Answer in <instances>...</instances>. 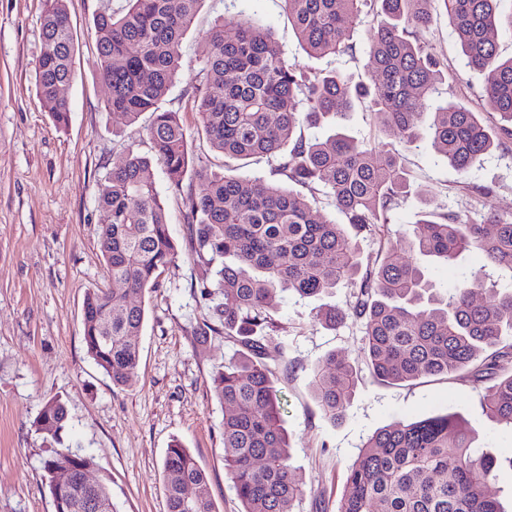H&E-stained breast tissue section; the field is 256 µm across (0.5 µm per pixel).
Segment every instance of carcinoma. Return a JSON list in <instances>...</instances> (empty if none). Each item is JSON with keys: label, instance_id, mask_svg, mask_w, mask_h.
I'll return each instance as SVG.
<instances>
[{"label": "carcinoma", "instance_id": "cac0c4a2", "mask_svg": "<svg viewBox=\"0 0 512 512\" xmlns=\"http://www.w3.org/2000/svg\"><path fill=\"white\" fill-rule=\"evenodd\" d=\"M116 13L95 19L100 78L112 87L106 111L128 124L152 114L149 149L129 150L107 170L100 201L98 244L112 286L84 299L83 339L95 364L119 386L136 376L142 305L130 302L159 286L162 270L177 257L155 169L178 191L193 173L204 191L188 199L189 245L212 272L201 294L216 301L210 319L194 335L222 336L237 353L213 378L224 406V468L242 512H293L304 485L290 463V437L276 371L267 362L272 338L284 327L270 313L273 292L300 298L353 287L347 309L325 307L318 320L329 330L347 319L364 329L365 359L372 375L389 384L446 376L483 387L487 417L512 428V290L486 287L483 269L461 275L440 291L424 269L389 248L363 266L356 238L383 239L389 213L409 188L404 151L422 139L460 172L512 139V56L500 57L498 31H512L503 0H378L383 20L369 44V82L354 83L337 71L312 72L288 61L271 32L250 18L224 21L208 33L209 55L192 93L198 132L210 147L233 159H279L276 178L244 177L195 165L177 112L162 100L182 61V39L203 0H125ZM365 0H283L300 44L310 57L339 55L358 27ZM441 4L467 64L485 77L499 121L451 102L422 125L420 110L445 79L446 60L423 38L432 10ZM76 51L67 0H46L42 50L36 66L39 100L57 126L67 124L70 104L61 89L73 80ZM367 101L376 124L397 142L378 150L348 135L344 121ZM329 128L306 139L297 128ZM327 190L345 223L317 221L307 196L289 184ZM423 231L407 237L411 256L450 264L477 250L487 263L512 271V212L485 221L463 219L425 198ZM135 214L137 223H127ZM495 231L489 233L485 225ZM492 297L481 303L477 296ZM357 368L336 354L313 370L311 389L324 418H345L358 383ZM68 410L48 401L33 422L45 441L61 443ZM476 430L460 416L439 414L396 422L377 430L349 467L337 512H508L486 493L512 456L498 461L475 450ZM88 469L93 459L69 448L44 460L51 497L63 465ZM167 512H216L208 477L178 442L163 461Z\"/></svg>", "mask_w": 512, "mask_h": 512}]
</instances>
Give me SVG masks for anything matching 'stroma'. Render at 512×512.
Wrapping results in <instances>:
<instances>
[{"mask_svg":"<svg viewBox=\"0 0 512 512\" xmlns=\"http://www.w3.org/2000/svg\"><path fill=\"white\" fill-rule=\"evenodd\" d=\"M122 4L67 0L78 50L67 90L69 120L59 127L38 99L44 0H0V512H54L43 470L49 450L33 427L53 398L62 399L68 409L63 446L92 457L91 476L107 481L114 512H167L162 464L175 439L206 471L217 512L242 509L224 470V409L212 388L214 375L235 349L223 337L203 340L194 334L212 307L200 294L209 273L189 250L186 198L202 190L194 177H186L182 191L175 192L164 174L156 176L178 255L161 274L156 291L143 298L145 321L137 338L140 361L133 383L113 385L83 342L85 294L106 279L98 246L104 174L126 150H147L152 119L146 113L128 125L103 109L107 89L98 76L93 20ZM239 15L269 28L290 60L358 80L368 72L377 14L368 12L350 35L346 54L310 58L297 42L282 0H204L182 41V69L163 107L179 113L201 163L216 171L230 166L267 177L276 160H225L198 135L192 109V89L209 51L208 32L216 20ZM433 17L426 39L446 58L448 73L428 111L454 100L496 120L484 77L467 66L447 16L437 11ZM405 158L412 192L391 211L386 243L359 240L364 261H374L385 245L403 250L404 237L420 229L424 197L472 218L512 212V141L465 175L440 159L425 139ZM474 184L493 185L494 191L477 196L470 190ZM350 291L343 283L318 297L301 299L279 291L273 298L275 316L287 331L275 336L267 362L279 376L283 423L293 443L290 463L305 484L294 512H336L347 470L367 438L397 421L454 412L476 427L478 447L499 457L512 455V428L486 418L480 390L443 377L407 385L372 377L361 323L350 319L332 331L315 317L319 308L345 307ZM331 352L360 370L348 414L336 424L323 417L310 388L314 367Z\"/></svg>","mask_w":512,"mask_h":512,"instance_id":"35a3bbf8","label":"stroma"}]
</instances>
